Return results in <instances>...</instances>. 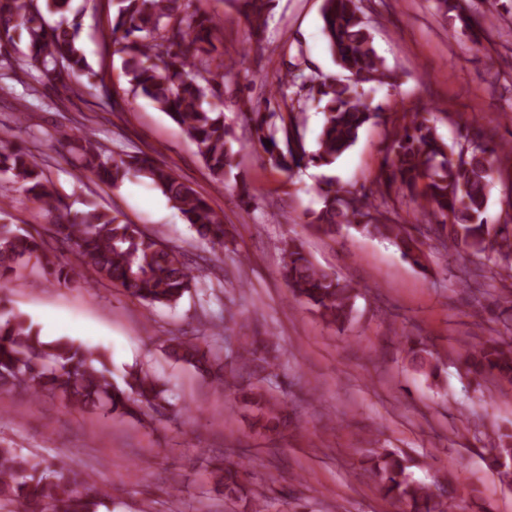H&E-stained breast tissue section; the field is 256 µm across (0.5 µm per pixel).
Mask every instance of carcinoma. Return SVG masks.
Segmentation results:
<instances>
[{"label": "carcinoma", "instance_id": "obj_1", "mask_svg": "<svg viewBox=\"0 0 512 512\" xmlns=\"http://www.w3.org/2000/svg\"><path fill=\"white\" fill-rule=\"evenodd\" d=\"M443 10H453L461 27L472 35L493 25L492 20L469 13L463 0H437ZM270 0H239V10L250 28L265 30ZM111 35L115 52L124 53V75L135 96L147 99L178 124L195 145L214 180L220 184L237 168L238 152L233 131L224 123V111L212 99L220 96L221 83L233 63L216 53L219 33L215 16L191 12L190 0H117ZM72 19L50 23L43 11ZM323 33L333 62L343 71L336 78L322 73L289 71L276 76L273 100L249 106L244 118L250 140L266 155L275 170L289 174L307 162L331 167L358 140L368 124L388 123L380 105L367 101L360 88L388 84L392 75L374 47L364 20L362 0H323ZM21 27L26 33V63L41 78L74 90L72 78L88 69L80 47L82 28L72 0H51L41 9L39 0H0V36L12 39ZM289 107L288 114L274 111L272 102ZM321 109L323 125L316 149L306 147L299 115L307 103ZM64 157L73 160L89 177L119 187L130 177L149 180L183 215L196 238L220 249L228 231L224 216L193 187L172 171L138 154L118 158L104 149L85 130L63 131L57 139ZM507 150L509 141L463 136L451 144L432 125L425 107L413 110L393 126L374 187L360 190L331 179L318 187L322 207L311 213L308 227L336 237L353 230L363 236L393 243L402 255L425 267L422 242L406 224L389 217L391 198L411 201L424 198L442 221L425 226L444 249L463 247L491 260L512 258V225L487 224L490 158ZM0 177L20 187L54 217L48 237L0 224V291L21 280L20 271L35 258L58 282L109 281L148 307H173L196 287L204 268L188 265L178 249L118 214L94 204L72 210L56 193L38 160L16 147L8 135L0 136ZM70 254L62 263L52 243ZM279 275L294 298L312 308L328 325L343 327L353 318L358 287L353 282L317 266L301 241L290 238L282 248ZM462 364L477 385L488 381L512 382V341L489 336L477 343L463 342ZM167 355L195 367L216 380L231 378L244 407L256 412L254 425L274 431L283 423L281 410L252 382L241 379L264 373L277 378L275 359L260 357L259 347L244 348L231 361L214 365L193 342L173 336ZM411 364L438 381L439 360L431 351L410 341ZM21 391L33 398L49 394L66 408H94L106 415L141 420L147 411L159 412L168 404V389L149 373L132 369L124 384L112 382V373L101 355L70 339L45 341L23 313L0 312V393ZM365 472L378 484L384 497L394 500L400 512H458L460 502L447 479L431 485L409 478L406 459L392 449L365 455ZM488 465L502 482L512 485V433L502 432L489 449ZM214 483L224 488V499L244 503L249 512L250 490L237 462L220 460L211 470ZM106 490L88 472L59 460L49 462L21 448H0V512H96Z\"/></svg>", "mask_w": 512, "mask_h": 512}]
</instances>
